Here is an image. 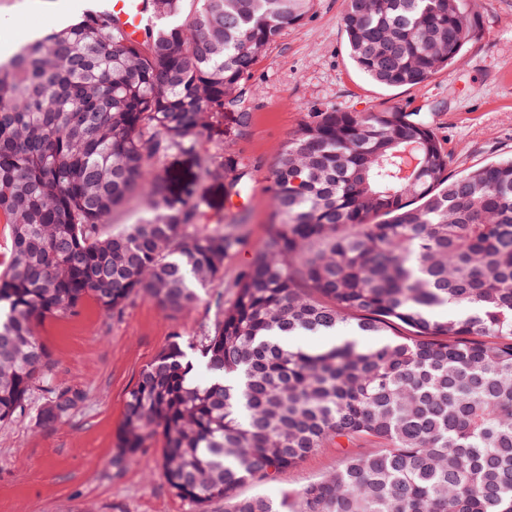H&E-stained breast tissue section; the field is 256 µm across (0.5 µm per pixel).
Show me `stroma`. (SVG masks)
<instances>
[{"instance_id": "stroma-1", "label": "stroma", "mask_w": 512, "mask_h": 512, "mask_svg": "<svg viewBox=\"0 0 512 512\" xmlns=\"http://www.w3.org/2000/svg\"><path fill=\"white\" fill-rule=\"evenodd\" d=\"M76 0H0V39L20 47L75 17ZM345 0H313L301 24L285 27L256 62L241 111L248 129L214 151L238 156L249 171L248 203L225 204L221 190L201 192L216 208L201 231L221 230L223 219L242 224L246 243L224 260V273L188 311L173 316L148 297L130 300L120 315L86 302L79 317L49 319L39 328L52 353L53 386L80 397L63 423L40 427L31 407L0 424V512H199L173 494L161 468V442L114 469L124 400L140 371L169 344L173 333L201 334L215 317L213 295L226 292L262 252L273 222L264 196L270 170L290 134L310 113L336 108L368 112L397 108L427 116L449 155V174L512 155V0H477L478 31L463 49L464 63L412 87L384 88L349 59L339 19ZM337 448H323L270 481L248 483L242 496L280 499L327 477L343 464Z\"/></svg>"}]
</instances>
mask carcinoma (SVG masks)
Listing matches in <instances>:
<instances>
[{
  "label": "carcinoma",
  "instance_id": "cac0c4a2",
  "mask_svg": "<svg viewBox=\"0 0 512 512\" xmlns=\"http://www.w3.org/2000/svg\"><path fill=\"white\" fill-rule=\"evenodd\" d=\"M312 0H148L131 42L83 15L0 66V423L47 394L36 420L65 421L79 397L53 387L37 328L85 301L119 314L138 294L190 309L245 243L197 229L201 184L246 166L215 154L214 118ZM350 59L388 88L463 63L473 0H347ZM170 154L185 175L154 171ZM144 192L153 216L114 234L112 211ZM265 193V249L202 335L170 344L127 392L112 467L161 438L180 498L224 512H512V157L448 174L418 112H316L292 132ZM343 323L373 346L320 351L281 338ZM207 379H195L198 367ZM336 474L276 502L241 497L322 448Z\"/></svg>",
  "mask_w": 512,
  "mask_h": 512
}]
</instances>
